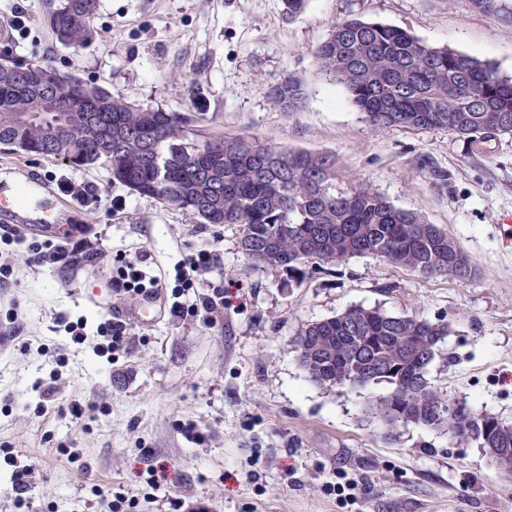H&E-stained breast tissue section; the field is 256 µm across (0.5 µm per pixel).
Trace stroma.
Masks as SVG:
<instances>
[{"label":"stroma","mask_w":512,"mask_h":512,"mask_svg":"<svg viewBox=\"0 0 512 512\" xmlns=\"http://www.w3.org/2000/svg\"><path fill=\"white\" fill-rule=\"evenodd\" d=\"M46 2L0 0V54L50 60L144 107L207 113L212 135L331 156L341 176L445 229L476 272L426 276L365 256L292 281L246 263L237 225L198 223L105 168L0 145V197L30 192L36 217L67 227L53 244L85 238L99 251L75 267L32 264L27 243L42 233L0 214V228L26 236L0 282V512H100L98 486L136 493V512H512V474L483 449L424 427L387 433L368 410L378 388L317 386L293 344L302 324L351 306L446 323L430 381L512 425V136L472 151L444 130H371L312 55L333 21L355 15L512 77V0L496 14L469 0H308L297 17L284 0H99L97 34L79 49L40 25ZM291 74L306 101L286 112L268 92ZM201 251L216 266L185 299L223 288L212 322L172 318L164 291L156 321L132 322L127 348L101 352L120 260L142 257L171 282ZM63 317L84 324L81 340ZM76 404L89 409L79 420ZM25 464L20 506L11 492ZM344 477L354 502L326 491Z\"/></svg>","instance_id":"1"}]
</instances>
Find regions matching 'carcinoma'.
<instances>
[{
  "instance_id": "cac0c4a2",
  "label": "carcinoma",
  "mask_w": 512,
  "mask_h": 512,
  "mask_svg": "<svg viewBox=\"0 0 512 512\" xmlns=\"http://www.w3.org/2000/svg\"><path fill=\"white\" fill-rule=\"evenodd\" d=\"M97 0H50L41 24L57 42L81 47L95 34ZM321 71L341 85L374 130H446L471 149L512 134V78L488 63L429 46L380 23L347 17L333 23L313 51ZM270 98L294 112L305 100L293 75L270 87ZM36 116L18 120L23 113ZM205 113L134 105L119 94L60 72L49 60L19 64L0 55V143L72 167L106 166L112 180L160 204L186 210L201 224L240 226L249 265L303 276L307 270L370 255L418 271L460 278L448 233L418 211L399 208L356 175L337 186L328 155L292 151L256 138L203 135ZM62 127L46 143V126ZM448 326L354 306L301 327L294 339L307 377L327 389L385 384L370 405L391 429L402 417L426 426L430 381L419 384L425 355L435 359ZM437 429L489 448L512 426L489 437L477 429L485 413L452 402Z\"/></svg>"
}]
</instances>
